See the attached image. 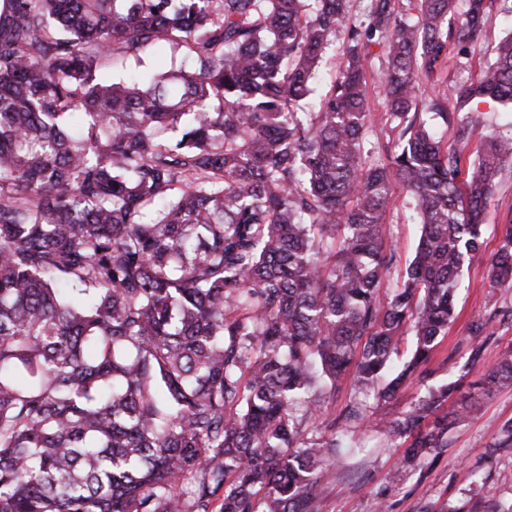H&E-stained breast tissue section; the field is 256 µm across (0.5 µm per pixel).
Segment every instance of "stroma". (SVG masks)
Instances as JSON below:
<instances>
[{
	"mask_svg": "<svg viewBox=\"0 0 512 512\" xmlns=\"http://www.w3.org/2000/svg\"><path fill=\"white\" fill-rule=\"evenodd\" d=\"M507 27L499 9H492L474 52L461 53L449 43L440 81L423 83L424 97L443 86L464 81L492 62L494 49ZM512 222V165H505L495 179L494 195L485 214L486 242L495 247L500 228ZM396 261L389 284L401 279L417 244L418 228L412 223L407 199L395 193L393 212L386 228ZM464 287L456 299L455 319L432 359L423 367L428 382L408 380L387 405L391 415L423 396L428 384L467 375L476 380L492 368L503 350L512 347V287H490L486 270L473 262L463 273ZM488 324L483 343H476L469 324L475 315ZM480 346L477 362H470L473 346ZM512 420V387L486 399L482 411L448 434V445L415 465L403 461L402 449L390 446L373 431L352 429L351 449L323 469L319 512H477V482L491 487L502 512H512V448L494 449L495 429Z\"/></svg>",
	"mask_w": 512,
	"mask_h": 512,
	"instance_id": "35a3bbf8",
	"label": "stroma"
}]
</instances>
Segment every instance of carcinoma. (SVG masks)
<instances>
[{"label":"carcinoma","mask_w":512,"mask_h":512,"mask_svg":"<svg viewBox=\"0 0 512 512\" xmlns=\"http://www.w3.org/2000/svg\"><path fill=\"white\" fill-rule=\"evenodd\" d=\"M455 0H0V512H318L320 471L366 407L310 432L344 380L409 463L512 386V348L479 381L428 387L381 410L453 322L461 275L482 262L512 286V222L484 247L512 136L475 158L428 117L512 105V34L442 95ZM488 0L456 21L465 51ZM345 30L331 93L299 112ZM167 45L190 61L126 81L108 62ZM391 128L372 132L366 63ZM420 225L396 287L385 241L395 188ZM411 356L392 362L399 337ZM370 57L369 62L366 68V76L369 83V104L371 111L374 113L376 121H375V133L370 134V139L367 143V148L370 150L373 157L376 158H384L385 157V146L388 137L386 133L389 134L388 126H385V107L383 104L382 97L379 95V89L377 88V84L373 82V78H375L376 73L379 72L384 65V58L382 54V50L379 46L374 45L369 48ZM383 119L381 120V117ZM385 126V131L383 133L380 132V128Z\"/></svg>","instance_id":"1"}]
</instances>
